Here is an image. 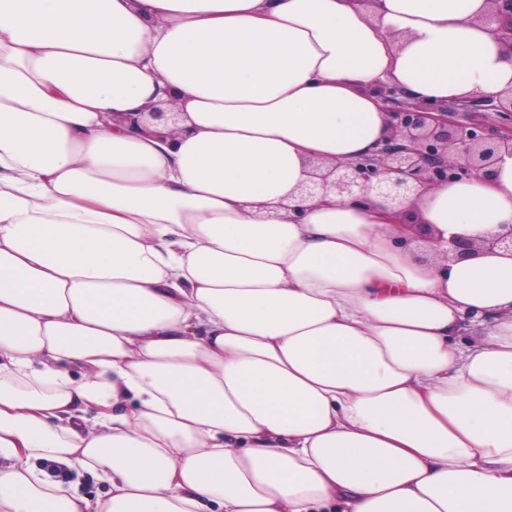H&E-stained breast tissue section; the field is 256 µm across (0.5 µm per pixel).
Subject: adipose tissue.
Segmentation results:
<instances>
[{"label": "adipose tissue", "mask_w": 512, "mask_h": 512, "mask_svg": "<svg viewBox=\"0 0 512 512\" xmlns=\"http://www.w3.org/2000/svg\"><path fill=\"white\" fill-rule=\"evenodd\" d=\"M491 9L0 0V512H512V156L304 191L511 92ZM37 465L51 480L62 481L67 487L75 488L80 495L89 498L93 502L99 499L103 500L106 497L108 487L89 472L69 475L47 460L37 461Z\"/></svg>", "instance_id": "ef3b65f1"}]
</instances>
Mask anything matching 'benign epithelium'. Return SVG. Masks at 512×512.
<instances>
[{"label": "benign epithelium", "instance_id": "7a95c632", "mask_svg": "<svg viewBox=\"0 0 512 512\" xmlns=\"http://www.w3.org/2000/svg\"><path fill=\"white\" fill-rule=\"evenodd\" d=\"M490 23L512 18V0H492ZM393 137L365 162H340L321 181L306 187L310 195L331 185L341 194L362 198L375 187L384 197L398 201L414 188L485 170L501 153L512 154V129L489 137L482 125L448 120V111L436 113L407 109L393 112ZM473 247L462 239L448 242V259L459 261Z\"/></svg>", "mask_w": 512, "mask_h": 512}]
</instances>
